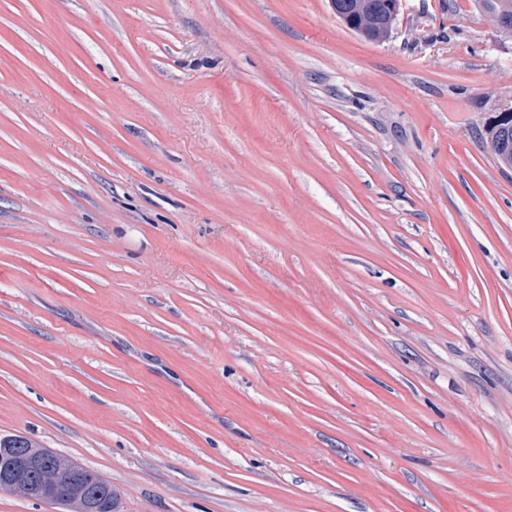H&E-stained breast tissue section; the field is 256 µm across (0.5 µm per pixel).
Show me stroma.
<instances>
[{
	"instance_id": "obj_1",
	"label": "stroma",
	"mask_w": 512,
	"mask_h": 512,
	"mask_svg": "<svg viewBox=\"0 0 512 512\" xmlns=\"http://www.w3.org/2000/svg\"><path fill=\"white\" fill-rule=\"evenodd\" d=\"M511 106L472 0H0V436L122 512H512ZM335 0L331 1L333 10L336 11V6L334 4ZM339 7V11L342 14L338 15V19H341V15L345 14H357L361 16L360 8L362 6L365 7L367 15H373L377 18H382L387 13V0H337L335 1ZM337 13V11H336ZM499 117L500 121L503 123L502 130H500L499 124L496 122V117H494L492 122L487 126L485 134L490 144L497 143L493 147V150L501 156H506L510 151L512 152V108L502 111ZM69 493L74 495L79 491L83 494L87 493H100L105 505L108 506L106 512H119L120 511V494L115 487L110 484L109 487L95 486L89 481H78L76 483L70 482L68 484Z\"/></svg>"
}]
</instances>
